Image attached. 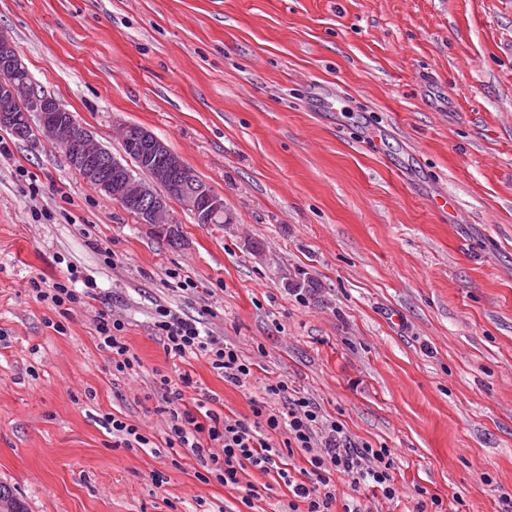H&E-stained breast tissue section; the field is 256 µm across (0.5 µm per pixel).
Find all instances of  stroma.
Instances as JSON below:
<instances>
[{
	"label": "stroma",
	"mask_w": 512,
	"mask_h": 512,
	"mask_svg": "<svg viewBox=\"0 0 512 512\" xmlns=\"http://www.w3.org/2000/svg\"><path fill=\"white\" fill-rule=\"evenodd\" d=\"M0 35L113 157L120 126L150 129L233 218L203 225L170 201V243L40 133L0 129V485L26 512H286L271 476L250 472L248 508L167 445L159 379L184 374L187 398L229 419L284 379L392 448L400 504L354 496L377 512H411L418 486L449 512H497L512 490V0H0ZM326 88L342 111L316 110ZM70 264L96 299L61 314L29 295ZM302 274L317 287L299 295L286 284ZM160 304L253 362L248 385L205 355L166 357ZM102 313L124 322L135 372L99 347ZM111 414L148 449L117 444Z\"/></svg>",
	"instance_id": "obj_1"
}]
</instances>
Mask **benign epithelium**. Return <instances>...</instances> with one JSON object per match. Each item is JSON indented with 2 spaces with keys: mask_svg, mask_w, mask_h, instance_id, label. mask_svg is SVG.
<instances>
[{
  "mask_svg": "<svg viewBox=\"0 0 512 512\" xmlns=\"http://www.w3.org/2000/svg\"><path fill=\"white\" fill-rule=\"evenodd\" d=\"M10 71L23 73L25 67L12 43L0 36V72ZM34 117L41 135L65 149L70 165L85 180L95 182L122 208L137 212L141 223L156 232H176L168 210L172 199L190 210L199 224H211L221 214L225 221H231L224 211V199L201 182L196 171L151 131L125 127L137 164L149 171V181L145 182L110 157L91 134L77 128L69 110L57 100L39 94L28 82L1 78L0 125L25 134Z\"/></svg>",
  "mask_w": 512,
  "mask_h": 512,
  "instance_id": "benign-epithelium-1",
  "label": "benign epithelium"
}]
</instances>
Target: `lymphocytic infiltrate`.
<instances>
[{
  "instance_id": "lymphocytic-infiltrate-1",
  "label": "lymphocytic infiltrate",
  "mask_w": 512,
  "mask_h": 512,
  "mask_svg": "<svg viewBox=\"0 0 512 512\" xmlns=\"http://www.w3.org/2000/svg\"><path fill=\"white\" fill-rule=\"evenodd\" d=\"M96 285L80 282L76 268L53 281L33 278L28 290L36 301L52 309L84 304L94 298ZM123 322L102 314L96 324L99 344L111 355L112 366L122 372L132 369L133 358L122 338ZM154 328L166 355L182 359L192 354L206 355L213 369L221 371L226 382L242 387L252 375L253 365L242 358L234 346L225 344L195 319L183 317L167 307L156 310ZM162 400L171 416L170 439L190 449L195 456H207L215 478L226 486L242 489L241 501L252 505L258 488L247 482L249 471L275 474L288 487L292 498L289 512H334L337 501L336 479L347 480L353 492L371 491L373 497L391 502L400 490L395 483L394 453L386 446H373L352 437L344 424L328 419L313 399L289 388L282 379H270L264 392L282 406L274 410L254 404L251 418L219 419L196 400L193 408L184 405V390L193 384L190 376L178 382L161 378ZM286 431L283 448L304 451L308 466L296 469L282 462L280 450L270 436Z\"/></svg>"
}]
</instances>
